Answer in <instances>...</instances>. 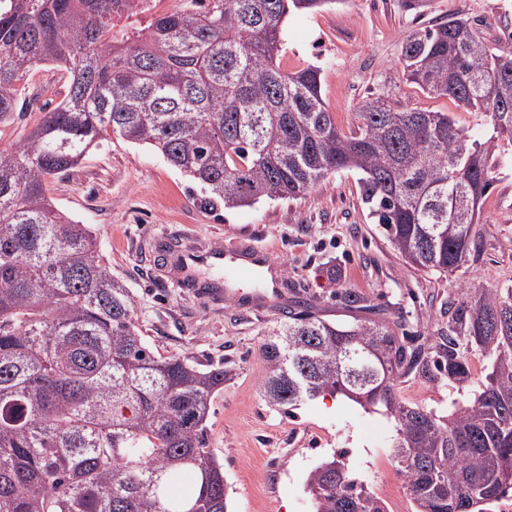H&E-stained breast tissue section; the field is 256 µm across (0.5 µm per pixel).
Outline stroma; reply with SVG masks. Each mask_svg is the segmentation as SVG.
I'll return each mask as SVG.
<instances>
[{
    "label": "stroma",
    "mask_w": 512,
    "mask_h": 512,
    "mask_svg": "<svg viewBox=\"0 0 512 512\" xmlns=\"http://www.w3.org/2000/svg\"><path fill=\"white\" fill-rule=\"evenodd\" d=\"M460 16L490 46L512 47V0H336L309 13H290L284 59L289 69L315 65L322 95L342 128L367 96L390 104L450 113L480 138L493 135L485 114L457 107L407 82L401 42L410 31ZM63 70L34 67L22 86L23 109L0 123V145L21 141L42 113L64 97ZM493 183L482 206L478 249L456 278L412 271L391 248L363 204L356 175L339 170L295 200L209 209L200 187L172 168L156 150L116 138L90 149L73 171L52 181L56 205L90 225L99 253L133 299L134 319L158 355H183L229 374L215 395L209 444L224 465L229 512H314L306 486L321 460L345 452L354 477L367 483L389 512H413L404 478L391 456L395 423L343 396L301 402L292 414L270 408L263 397L267 365L261 346L295 300L315 315L351 323L360 312L340 294H364L383 309L398 335L436 336L448 327V297L460 288H512V139L499 136ZM186 236L212 246L251 239L279 264L277 303L253 310L217 302L187 288L171 257L155 242ZM400 399L438 412L470 401L469 385L455 389L407 377Z\"/></svg>",
    "instance_id": "stroma-1"
}]
</instances>
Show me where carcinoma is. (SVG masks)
Segmentation results:
<instances>
[{
    "label": "carcinoma",
    "mask_w": 512,
    "mask_h": 512,
    "mask_svg": "<svg viewBox=\"0 0 512 512\" xmlns=\"http://www.w3.org/2000/svg\"><path fill=\"white\" fill-rule=\"evenodd\" d=\"M117 26L123 0H0V123L34 66L67 73V93L15 146L0 148V512H227L224 467L208 448L224 366L148 347L126 284L92 228L55 205L51 180L120 137L161 152L226 209L295 199L341 169L412 270L451 277L475 250L495 140L446 112L356 107L336 124L321 70L280 65L292 11L345 0H195ZM403 75L422 91L484 112L512 136V50L464 18L416 29ZM350 308L376 306L356 291ZM399 337L373 318L340 324L288 313L266 342L267 403L284 412L321 393L394 418L392 457L415 512H484L512 487V289L461 288L448 333ZM487 361L471 403L446 415L402 402L406 375L462 387L470 355ZM315 512H385L343 461L307 476Z\"/></svg>",
    "instance_id": "carcinoma-1"
}]
</instances>
